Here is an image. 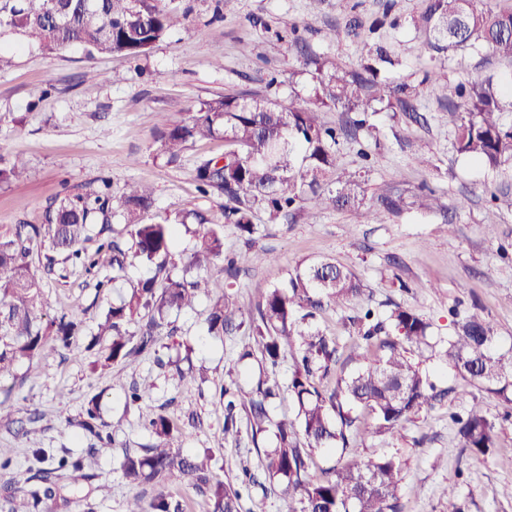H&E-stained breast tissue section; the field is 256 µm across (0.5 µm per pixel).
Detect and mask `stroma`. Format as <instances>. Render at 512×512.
Returning <instances> with one entry per match:
<instances>
[{
    "label": "stroma",
    "instance_id": "1",
    "mask_svg": "<svg viewBox=\"0 0 512 512\" xmlns=\"http://www.w3.org/2000/svg\"><path fill=\"white\" fill-rule=\"evenodd\" d=\"M184 17L146 55L120 58L87 55L78 47L48 53L17 36L0 38L11 51V64L0 71V153L21 155L25 178L0 183V236L18 224H44L51 202L86 195L110 182L113 194L139 181L154 191L151 220L176 214H200L223 224V194L202 193L195 169L200 158L218 157L223 139L188 142L177 164L156 154L160 114L187 121L203 104L228 94L259 93L283 107L306 105L319 89L318 72L335 65H355L359 54L344 37L330 31L350 15L364 23L389 15L390 25L377 37L391 51L394 65L380 77L391 85L416 88L420 121L403 112L378 111L368 127L336 148L337 163L359 174L366 198L401 192L406 206L381 222L361 224L347 211L318 210L274 224L265 212L254 221L259 232L245 244L230 226L224 249L246 254L248 269L234 293L251 310L265 289L283 285L290 271L331 258L360 279V299L327 307L317 320L335 337L339 360L320 380L336 388L360 365L350 358L359 347L377 360V344L364 343L352 325L359 310L387 314L393 305L413 310L431 325L433 347L413 355L421 371L438 388L454 384L443 354L458 315L476 313L492 323L502 348L512 347V170H491L455 148V118L444 112L456 87L475 77L512 78V61L486 49H462L447 59L433 58L419 27L425 0H177ZM304 37L306 57L288 42L291 30ZM426 164H418V156ZM435 192L446 213L418 208V196ZM151 267L134 263L113 273L109 261L92 271L67 267L64 276L44 277V320L61 315L80 319L86 331L98 322L120 294L145 277ZM114 277L113 288L97 291L98 280ZM210 295L172 314L176 338L191 353L161 338L155 353L133 367L98 366L97 351L61 352L47 347L36 363H20L12 380L11 418L0 419V485L27 487L34 471L50 469L55 457L81 459L90 479L79 490L63 487L52 512H124L133 493L151 496L150 486L127 484L120 461L124 450L152 443L139 412L125 403V384L149 387L154 405L186 421L182 450L209 451L215 474L239 486L242 466L262 471V450L273 441L265 433L253 444L245 413L239 432H224V406L217 392L237 380L243 391L255 386L261 357L238 362L250 341L240 333H208ZM100 406L97 433L81 427L89 401ZM480 403L497 420L496 446L484 457L463 448L452 420L467 406ZM356 448L368 457L396 456L401 463L404 512H447L444 487L456 488L462 512H512V416L487 394L470 385L463 400L442 399L422 409L397 430L372 435L373 417L357 410ZM113 444L101 450L100 437ZM50 458L37 461L34 449ZM242 512H298L299 505L282 487L243 490Z\"/></svg>",
    "mask_w": 512,
    "mask_h": 512
}]
</instances>
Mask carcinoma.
Returning a JSON list of instances; mask_svg holds the SVG:
<instances>
[{"mask_svg":"<svg viewBox=\"0 0 512 512\" xmlns=\"http://www.w3.org/2000/svg\"><path fill=\"white\" fill-rule=\"evenodd\" d=\"M175 0H0V36L17 35L53 53L74 46L90 56L96 53L123 57L147 54L168 34L178 18ZM428 31L427 47L443 55L481 44L495 55L512 59V8L494 10L478 0H429L422 17ZM378 68L364 71L342 65L322 81L316 107L281 108L270 99L226 95L205 104L188 122L162 117L164 130L157 155L175 163L190 140L224 139V155L203 159L196 168L203 190L224 194V223H199L197 243L183 259V272L172 274L167 266L178 222L149 223L145 215L154 204L153 191L128 184L112 206L110 184L87 196L65 198L48 206L47 228L17 224L11 235L0 237V384L14 375L23 361L37 358L51 343L64 351L79 347L83 326L65 316L41 326L44 293L28 257L31 243L45 233L49 239L44 272H56L59 263H71L91 271L101 254L111 256L112 271H121L129 258L154 267V275L140 280L128 298L112 304L86 349L109 337L99 351L101 364L129 363L157 345L159 329L168 314L190 308L201 291L214 294L207 317L208 331L216 336L242 328L252 336L258 352L277 364L295 344L294 365L288 385L295 419L275 420L269 400L279 394L276 379L258 381L245 406L252 439L273 430L276 445L264 451L262 477L245 468L242 483L267 489L280 485L299 497L300 512H402L399 497L401 464L393 457L366 459L351 450L348 462L334 466L316 480L308 470L312 451L348 448L356 418L351 410L361 407L374 418V433L390 432L409 416L434 402L459 399L464 390L450 386L436 391L409 348L426 343L430 324L411 310L397 307L380 319L368 309L358 318L365 341H379L383 351L375 363H364L338 382L330 393L321 390L315 375H327L336 364V338L311 325V320L331 303L361 297L363 288L352 273L330 259L307 264L290 275L288 287L269 288L255 310L244 311L229 292L245 259L224 253V227L232 226L251 240L258 210L271 220L287 221L305 209L333 208L355 212L361 223L395 214L403 203L399 195H381L365 205L356 177L337 172L336 145L367 122L375 102L395 99L405 114L418 120L415 92L406 85L391 86L377 80ZM333 104L344 109V122L326 127L317 118L318 107ZM447 111L456 116L455 144L459 153L493 169H512V125L502 122V93L492 79L480 77L456 90ZM19 157L0 155V182L23 177ZM120 217L132 244L109 236L112 218ZM100 224L97 248L90 252L81 243L91 240V226ZM216 260L224 262V280L188 278ZM141 315L137 342L128 347L126 325ZM448 364L465 384L483 388L505 414H512V347L497 345L494 328L484 318L469 316L457 323L445 350ZM240 386L236 381L220 391L224 404V432H238L235 410ZM128 403L145 416V426L155 437L143 453L125 452L120 464L132 486L154 488L145 500L135 494L125 512H185L181 500L168 491L177 482L207 498V512H241L240 492L213 473L209 454L181 451L183 426L156 411L149 389L132 382ZM457 434L463 447L486 456L495 448L496 423L475 403L464 416H456ZM39 484L29 491L5 485L0 489L8 512H40L56 498L59 483L73 487L87 479L79 460L60 458L47 474H35Z\"/></svg>","mask_w":512,"mask_h":512,"instance_id":"obj_1","label":"carcinoma"}]
</instances>
